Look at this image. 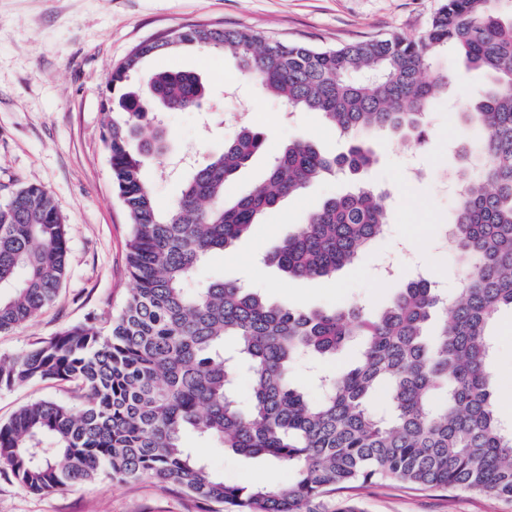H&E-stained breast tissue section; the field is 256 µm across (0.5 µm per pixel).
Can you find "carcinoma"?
<instances>
[{
  "mask_svg": "<svg viewBox=\"0 0 512 512\" xmlns=\"http://www.w3.org/2000/svg\"><path fill=\"white\" fill-rule=\"evenodd\" d=\"M501 0H443L415 39L392 34L334 48L212 25L178 28L179 42L139 44L113 68L119 92L106 120L112 181L126 209V268L134 288L106 326L90 319L34 348L0 356V389L70 382L83 402L39 400L0 424V468L33 494L100 476L178 487L209 512H312L322 499L366 485L413 486L512 498V432L497 415L488 372L489 329L512 308V18ZM188 41L237 59L243 78L290 112H317L349 143L338 155L294 141L271 157L266 179L224 202V184L264 151L262 132L243 126L224 149L195 162L179 198L158 209L145 160L167 150L160 110L201 106L193 71L125 80L138 57ZM455 50L493 83L458 103L485 164L467 178L449 234L465 269L459 297L445 301L426 278L406 282L374 317L349 306L307 311L270 303L222 279L195 288L208 255L247 235L283 198L336 174L376 163L371 135L423 144L427 114L454 74ZM386 193L367 182L324 201L270 262L293 279L329 278L354 264L389 223ZM68 241L52 195L27 184L0 202V333L34 318L65 278ZM362 337L358 361L336 374L318 367L321 395L294 386L301 359L332 356ZM249 370L251 401L233 375ZM386 391L390 412L375 414ZM193 434L292 474L277 487L224 484L185 446Z\"/></svg>",
  "mask_w": 512,
  "mask_h": 512,
  "instance_id": "carcinoma-1",
  "label": "carcinoma"
}]
</instances>
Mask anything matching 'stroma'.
<instances>
[{
  "label": "stroma",
  "mask_w": 512,
  "mask_h": 512,
  "mask_svg": "<svg viewBox=\"0 0 512 512\" xmlns=\"http://www.w3.org/2000/svg\"><path fill=\"white\" fill-rule=\"evenodd\" d=\"M441 0H0V201L29 183L44 186L66 218L69 258L53 304L26 324L0 334V355L27 351L64 328L116 313L133 282L125 264L128 216L113 186L104 142V112L111 69L136 46L194 24L245 28L286 42L333 47L397 33L418 37ZM146 70L199 73L210 96L196 111L165 116L166 153L145 167L159 209L183 188L182 177L154 181L161 166L199 159L223 148L240 125L265 134L262 154L224 186L225 202L263 179L267 157L285 144L312 140L329 151L345 142L313 112L286 113L280 102L245 82L236 60L220 52L184 48L145 60ZM430 136L421 149L394 137L376 138L378 162L369 174L390 192L392 233L365 249L360 261L330 278L293 280L266 261L307 216L348 186L339 175L315 182L281 201L248 235L211 254L201 279L221 278L261 292L271 303L308 310L355 305L377 312L416 270L431 273L447 296L461 286L464 269L455 251L437 237L448 224L453 200L444 180L476 170L479 157L458 166L448 151L463 136L447 98L436 100ZM512 310L501 309L490 329L488 363L500 417L512 424ZM37 400L78 404L72 384L53 382L0 390V422ZM229 485L281 486L292 474L263 458H247L186 440ZM356 512H512V499L468 492L380 483L352 493ZM0 512H206L174 486L152 480L116 482L107 477L33 494L0 469Z\"/></svg>",
  "instance_id": "1"
}]
</instances>
